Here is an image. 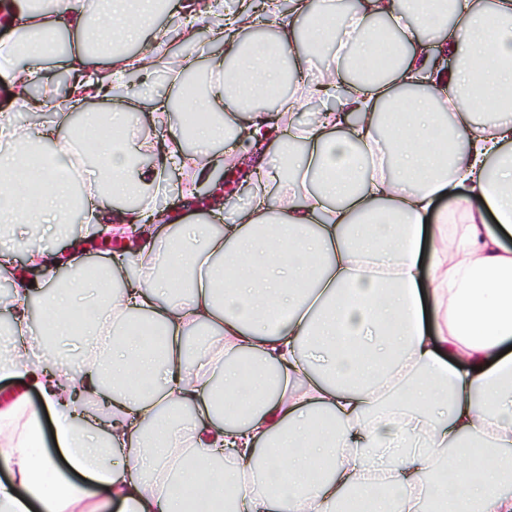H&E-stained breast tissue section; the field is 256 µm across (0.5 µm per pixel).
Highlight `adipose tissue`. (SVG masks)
<instances>
[{
    "label": "adipose tissue",
    "instance_id": "adipose-tissue-1",
    "mask_svg": "<svg viewBox=\"0 0 512 512\" xmlns=\"http://www.w3.org/2000/svg\"><path fill=\"white\" fill-rule=\"evenodd\" d=\"M159 5L106 0L92 16L85 0H0V79L12 91L0 133L13 145L0 154L1 223L68 224L76 207L63 187L87 147L61 125H15L12 111L47 102L82 112L88 129L129 127L136 102L126 81L134 73L151 83L170 38L155 27ZM178 9L179 37L201 26L207 36L172 78L178 97L151 102L155 122L170 128L168 156L141 165L147 143L100 144L78 208L98 224H137L142 213L118 199L160 187L190 202L199 179L243 158L249 204L224 226L149 224L144 245L107 267L112 277L135 267V277L95 303L78 302L81 276L57 280L47 249L27 250L26 265L47 283L46 335L68 334L80 314L90 334L108 338L117 388L104 393L101 419L78 389L98 377L99 355L67 376L30 355L31 290L0 252V274L17 281L0 378H27L43 400L0 408V455L12 466L0 512H191L189 492L203 483L222 488L232 512H339L376 472L390 481L369 494L373 512H421L427 495L446 498L448 512H512V0H456L450 27L436 0H363L343 14L291 0L270 44L246 36L249 0L232 9L179 0ZM442 28L438 44L423 39ZM386 30L398 62L348 83L349 64L374 60ZM63 32L75 38L66 60L74 84L35 99L45 41ZM146 35L144 55L123 53ZM98 39L112 53L106 71L91 72ZM325 44L335 48L325 77L309 79L312 49ZM202 55L206 84L185 88ZM330 94L332 110L296 121L307 101ZM93 102L102 110L87 111ZM197 111L212 122L188 125ZM186 138L192 178L164 181ZM270 150L278 168L262 165ZM173 267L190 275L184 293ZM182 407L191 424L171 418ZM48 423L68 471L41 450ZM260 466L287 483L251 489L244 477Z\"/></svg>",
    "mask_w": 512,
    "mask_h": 512
}]
</instances>
